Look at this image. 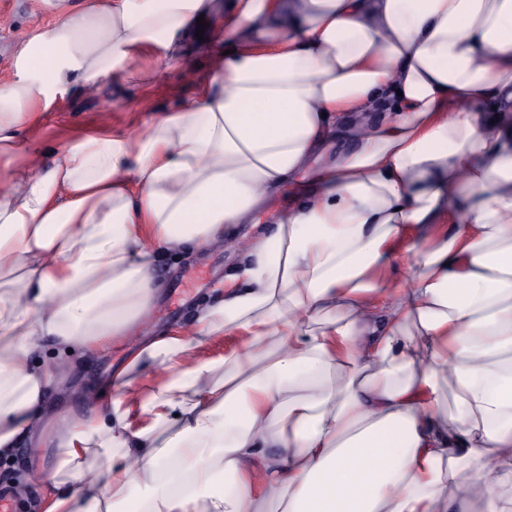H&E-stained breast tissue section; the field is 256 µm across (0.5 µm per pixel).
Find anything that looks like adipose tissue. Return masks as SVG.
Segmentation results:
<instances>
[{"label": "adipose tissue", "mask_w": 512, "mask_h": 512, "mask_svg": "<svg viewBox=\"0 0 512 512\" xmlns=\"http://www.w3.org/2000/svg\"><path fill=\"white\" fill-rule=\"evenodd\" d=\"M56 8L0 85V457L42 422L45 347L121 344L159 255L314 190L59 429L42 512H462L452 488L512 512V0ZM201 18L224 26L196 97L34 173L22 130L58 95L152 81L132 62H181Z\"/></svg>", "instance_id": "1"}]
</instances>
